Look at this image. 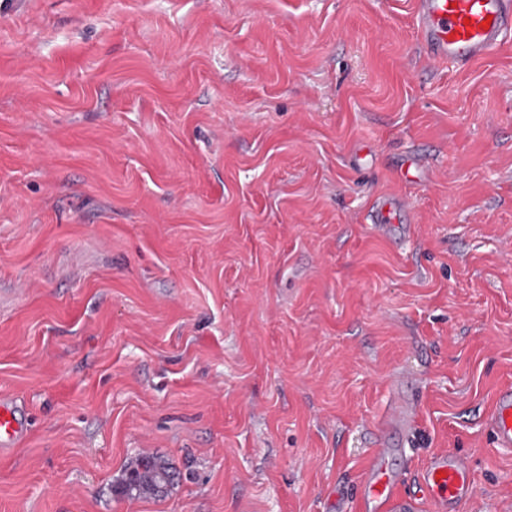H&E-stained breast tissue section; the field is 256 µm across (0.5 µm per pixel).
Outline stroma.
Wrapping results in <instances>:
<instances>
[{
  "instance_id": "obj_1",
  "label": "stroma",
  "mask_w": 512,
  "mask_h": 512,
  "mask_svg": "<svg viewBox=\"0 0 512 512\" xmlns=\"http://www.w3.org/2000/svg\"><path fill=\"white\" fill-rule=\"evenodd\" d=\"M397 372L390 467L512 512V42L432 62L414 0L0 5V512H359ZM141 454L165 496L115 493ZM367 219L379 232L390 237L392 234L390 224L398 222L397 204L390 199L379 200L370 208ZM487 428L499 447H512V394L510 389L500 393L487 418ZM27 414L14 401L0 400V449L16 448L27 434Z\"/></svg>"
}]
</instances>
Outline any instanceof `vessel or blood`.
Returning a JSON list of instances; mask_svg holds the SVG:
<instances>
[{"instance_id":"vessel-or-blood-1","label":"vessel or blood","mask_w":512,"mask_h":512,"mask_svg":"<svg viewBox=\"0 0 512 512\" xmlns=\"http://www.w3.org/2000/svg\"><path fill=\"white\" fill-rule=\"evenodd\" d=\"M415 25L427 55L460 70L470 68L493 50L512 40V0H415ZM368 220L383 235H391L398 221L390 199L375 202ZM413 408L405 400L384 425V437L374 449L361 482L364 512H415L428 502L435 512H452L455 504L473 493L468 464L462 458L434 454L414 479L415 489L404 492L402 477L387 466L392 435H405ZM493 441L512 447V392L503 391L487 418ZM27 434V415L14 401L0 400V450L16 448Z\"/></svg>"}]
</instances>
